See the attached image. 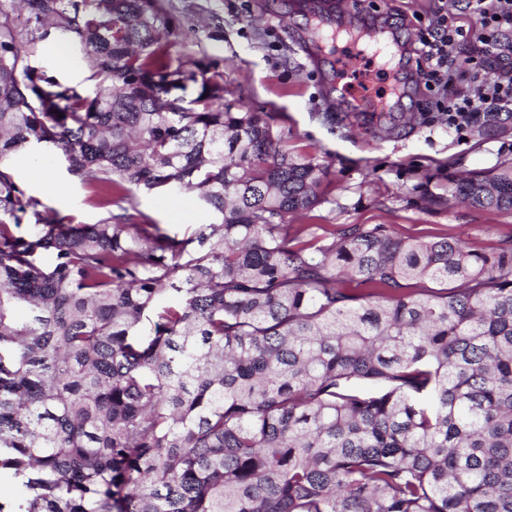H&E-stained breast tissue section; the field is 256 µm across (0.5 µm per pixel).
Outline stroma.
Returning <instances> with one entry per match:
<instances>
[{"label": "stroma", "mask_w": 512, "mask_h": 512, "mask_svg": "<svg viewBox=\"0 0 512 512\" xmlns=\"http://www.w3.org/2000/svg\"><path fill=\"white\" fill-rule=\"evenodd\" d=\"M159 0L165 25L161 43L187 74L224 87L225 100L262 113L291 151L329 170L319 203L289 216L293 231L309 224L384 225L395 237L431 240L459 237L479 247L512 246V210H488L455 200V181L471 173L512 165V114L495 115L465 139L449 131L445 116L425 123L415 106L430 94L418 80L416 62L406 65L407 98L392 114L351 111L336 93V73L326 59L336 42L313 28L320 13L352 31L375 25L394 28L410 53L419 27L436 15L456 16L457 0ZM29 63L61 84L86 87L87 64L77 38L55 28H38L19 16ZM66 43L70 65L57 62L54 48ZM33 151L17 153L12 165L41 211L74 224L107 217L95 187L70 174L56 156L50 175L56 192L31 180ZM129 222L166 224L177 233L211 223L195 195L169 190L133 193Z\"/></svg>", "instance_id": "1"}]
</instances>
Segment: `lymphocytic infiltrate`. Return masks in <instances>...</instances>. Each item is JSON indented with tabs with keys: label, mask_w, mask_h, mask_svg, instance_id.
I'll use <instances>...</instances> for the list:
<instances>
[{
	"label": "lymphocytic infiltrate",
	"mask_w": 512,
	"mask_h": 512,
	"mask_svg": "<svg viewBox=\"0 0 512 512\" xmlns=\"http://www.w3.org/2000/svg\"><path fill=\"white\" fill-rule=\"evenodd\" d=\"M462 18L440 15L420 29L415 53L428 89L436 98L422 104L425 112L446 113L448 125L463 131L488 116L512 112V73L503 72L492 83L480 75L486 67L501 65L512 58V0H463ZM477 16L481 21L483 55L470 68L473 84L469 91L457 88L455 53L469 33L463 18Z\"/></svg>",
	"instance_id": "1"
}]
</instances>
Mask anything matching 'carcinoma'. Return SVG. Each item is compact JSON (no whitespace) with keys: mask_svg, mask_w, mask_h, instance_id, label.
I'll return each instance as SVG.
<instances>
[{"mask_svg":"<svg viewBox=\"0 0 512 512\" xmlns=\"http://www.w3.org/2000/svg\"><path fill=\"white\" fill-rule=\"evenodd\" d=\"M22 1L80 40L88 90L30 67ZM162 22L0 0V512H512V247L290 233L326 169L218 82L165 105L190 78ZM42 143L115 204L192 193L215 222L52 218L10 165ZM452 196L511 209L512 166Z\"/></svg>","mask_w":512,"mask_h":512,"instance_id":"cac0c4a2","label":"carcinoma"}]
</instances>
